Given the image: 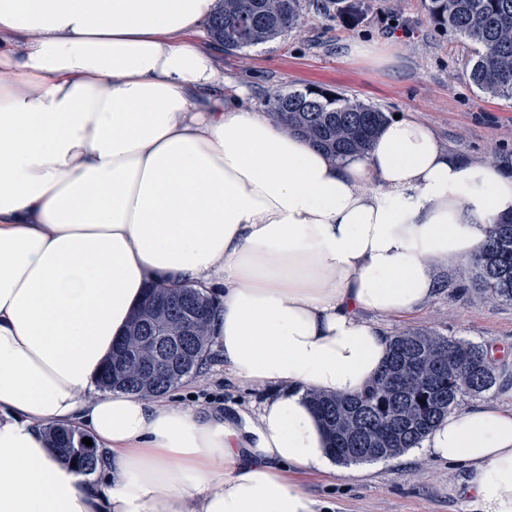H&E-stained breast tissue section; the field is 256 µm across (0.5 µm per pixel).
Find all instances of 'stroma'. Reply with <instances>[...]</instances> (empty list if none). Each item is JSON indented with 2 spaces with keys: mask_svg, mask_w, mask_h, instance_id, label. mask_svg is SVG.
<instances>
[{
  "mask_svg": "<svg viewBox=\"0 0 512 512\" xmlns=\"http://www.w3.org/2000/svg\"><path fill=\"white\" fill-rule=\"evenodd\" d=\"M365 19L346 25L333 0H300L299 27L269 42L239 51L215 45L206 26L194 41L210 49L225 79L247 89L246 102L261 106L274 89L312 86L338 98L379 107L427 124L444 147L476 164L512 175V100L474 87L468 78L472 46L429 17L426 0H360ZM354 43L380 47L389 64L370 68L349 55ZM436 298L421 311L385 320L389 334L423 331L495 347L497 384L482 401L512 407V302L493 301L473 288L470 265L452 264ZM267 388L232 377L218 355L201 373L172 391L187 406L224 404L255 413ZM462 467L422 454L339 465L303 476L308 491L331 512H469Z\"/></svg>",
  "mask_w": 512,
  "mask_h": 512,
  "instance_id": "35a3bbf8",
  "label": "stroma"
}]
</instances>
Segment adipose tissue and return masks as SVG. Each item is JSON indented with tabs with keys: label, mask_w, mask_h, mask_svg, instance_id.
Returning <instances> with one entry per match:
<instances>
[{
	"label": "adipose tissue",
	"mask_w": 512,
	"mask_h": 512,
	"mask_svg": "<svg viewBox=\"0 0 512 512\" xmlns=\"http://www.w3.org/2000/svg\"><path fill=\"white\" fill-rule=\"evenodd\" d=\"M214 5L0 0V512H320L309 393L364 394L383 320L512 216V176L416 120L333 161L244 106L188 38ZM185 283L217 296L227 371L272 388L257 414L97 386L147 288ZM422 450L464 467L471 512H512V409H453ZM48 438L62 458L76 462L82 471L91 473L96 469L99 459L95 446L82 443L83 438H89L86 434L73 429L53 428L48 431Z\"/></svg>",
	"instance_id": "1"
}]
</instances>
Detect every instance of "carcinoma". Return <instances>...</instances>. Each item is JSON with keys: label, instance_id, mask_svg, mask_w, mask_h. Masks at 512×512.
Listing matches in <instances>:
<instances>
[{"label": "carcinoma", "instance_id": "carcinoma-1", "mask_svg": "<svg viewBox=\"0 0 512 512\" xmlns=\"http://www.w3.org/2000/svg\"><path fill=\"white\" fill-rule=\"evenodd\" d=\"M299 9V0H219L208 22L209 32L228 51L249 48L297 27ZM427 9L436 24L474 43L471 83L493 95L512 98V0H428ZM263 112L272 123L304 138L332 160L366 153L388 121L386 113L376 107L339 99L321 88L270 91L263 100ZM472 265L474 287L493 299L512 301V218L488 225ZM155 300L168 303L171 331L183 327L188 311H193L197 316L193 336L173 356V368L160 383H144L132 374L119 373L112 358L99 379L102 389L161 396L205 365L211 344L212 298L191 285L172 289L155 284L145 303ZM150 335L149 324L131 318L121 337L123 351L147 355ZM413 360L419 361L426 386L406 389L392 384L390 378L401 376ZM496 381V368L484 348L437 334L405 331L391 337L383 369L364 395L349 398L311 392L308 398L326 430L334 461L349 465L387 459L420 447L430 429L463 397L479 396ZM353 414L359 416L363 435L336 434V422ZM85 437L73 429L48 431L50 444L61 457L91 473L98 454L95 446L82 443Z\"/></svg>", "mask_w": 512, "mask_h": 512}]
</instances>
